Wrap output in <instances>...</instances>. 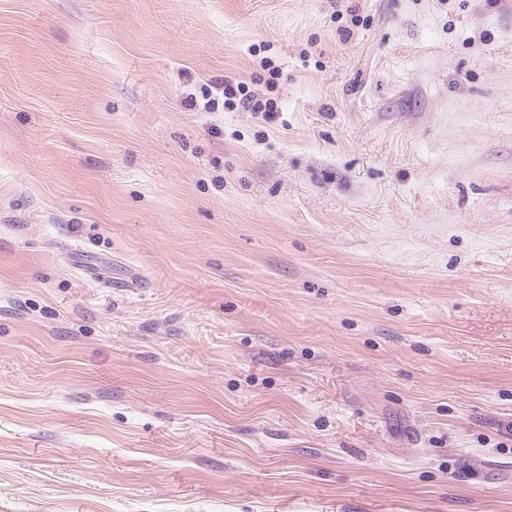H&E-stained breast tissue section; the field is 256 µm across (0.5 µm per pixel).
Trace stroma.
Wrapping results in <instances>:
<instances>
[{
  "label": "stroma",
  "instance_id": "stroma-1",
  "mask_svg": "<svg viewBox=\"0 0 512 512\" xmlns=\"http://www.w3.org/2000/svg\"><path fill=\"white\" fill-rule=\"evenodd\" d=\"M0 512H512V0H0ZM232 80H224V104L227 102L229 107L243 108L251 112H273L276 108V102L272 98H261L258 96H251L248 94L236 98L231 84Z\"/></svg>",
  "mask_w": 512,
  "mask_h": 512
}]
</instances>
